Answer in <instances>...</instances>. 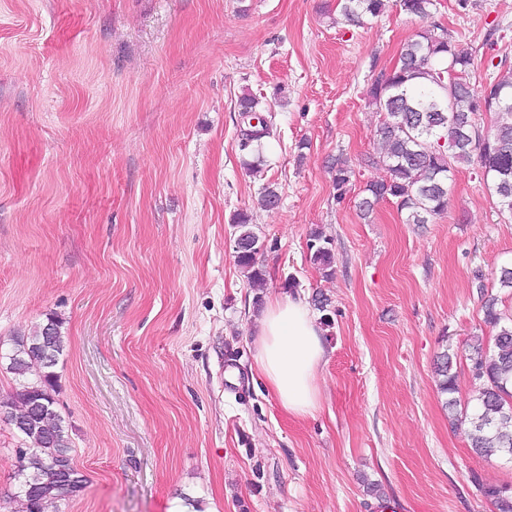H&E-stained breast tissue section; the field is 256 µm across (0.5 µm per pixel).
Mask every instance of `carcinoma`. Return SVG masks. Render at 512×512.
<instances>
[{
	"label": "carcinoma",
	"instance_id": "obj_1",
	"mask_svg": "<svg viewBox=\"0 0 512 512\" xmlns=\"http://www.w3.org/2000/svg\"><path fill=\"white\" fill-rule=\"evenodd\" d=\"M406 14L430 20L415 38L405 42L399 63L379 71L367 90L369 103L382 115L377 136L382 151L365 160L368 166H382L385 178L372 180L358 202L364 217L381 201L394 199L407 212L410 224H426L448 208L449 185L457 164L477 158L488 189L495 196L499 211L512 216V77L489 79L481 89L471 85L474 67L472 54L456 44L453 35L443 36L432 19L434 0H395ZM343 18L361 24L380 16L387 0H338ZM464 75V80L448 86V70ZM492 98L495 123L489 140L472 134L476 115L481 112L480 97ZM258 101L250 94L238 99V112L246 119L241 129L239 150L253 157L249 166L259 168L264 140L273 134V123L256 115ZM258 120V125L251 120ZM355 171L346 160L336 163L333 183L336 200L351 189ZM239 234L235 239L237 265L254 283L265 281L266 271L257 255L264 244L250 227L249 216L233 217ZM311 261L333 273L332 243L318 232L308 243ZM483 322L494 330L493 347L486 349L475 339L467 355V368L475 392L476 407L453 415L452 424H469L470 447L483 459L512 460V311L499 306L498 298H483ZM6 359L7 370L16 384L0 398V408L17 417L31 418L30 424L16 431L20 446L13 479L18 483L14 498L21 512H46L49 504L78 496L87 479L77 468L72 455L69 427L57 409L59 375L55 371L66 350L62 321L49 316L34 330L12 336ZM437 387L449 396L446 405L457 407L458 372L452 356L443 353L437 370ZM479 490L494 507V512H512V488L481 485Z\"/></svg>",
	"mask_w": 512,
	"mask_h": 512
}]
</instances>
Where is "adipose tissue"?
<instances>
[{
	"label": "adipose tissue",
	"instance_id": "obj_1",
	"mask_svg": "<svg viewBox=\"0 0 512 512\" xmlns=\"http://www.w3.org/2000/svg\"><path fill=\"white\" fill-rule=\"evenodd\" d=\"M256 368L272 397L288 414L304 417L320 406L317 381L325 349L302 295L266 303L256 318Z\"/></svg>",
	"mask_w": 512,
	"mask_h": 512
}]
</instances>
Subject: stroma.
<instances>
[{
  "label": "stroma",
  "mask_w": 512,
  "mask_h": 512,
  "mask_svg": "<svg viewBox=\"0 0 512 512\" xmlns=\"http://www.w3.org/2000/svg\"><path fill=\"white\" fill-rule=\"evenodd\" d=\"M472 53V85L512 72V0H435ZM427 24L395 5L366 25L336 0H0V349L61 318L58 408L88 477L52 512H493L512 487L451 427L435 367L490 340L481 295L512 263V220L460 164L448 209L410 224L395 200L361 218L385 171L367 99ZM250 94L274 135L253 172L238 147ZM353 186L337 200L333 165ZM280 194L263 207L262 185ZM264 241L266 284L238 267L232 223ZM330 238L333 273L310 260ZM323 297L319 409L289 415L255 366L254 318L289 291ZM18 438L0 421V512ZM479 490L496 512H512V488L507 486L480 485Z\"/></svg>",
  "instance_id": "35a3bbf8"
}]
</instances>
